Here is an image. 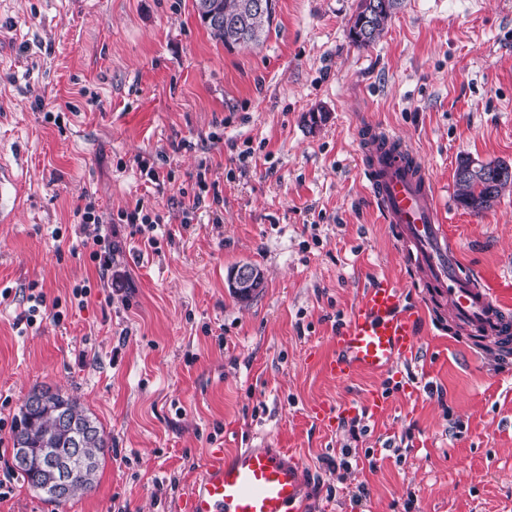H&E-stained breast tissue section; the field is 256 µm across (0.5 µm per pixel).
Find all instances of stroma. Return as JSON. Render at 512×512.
<instances>
[{"label": "stroma", "mask_w": 512, "mask_h": 512, "mask_svg": "<svg viewBox=\"0 0 512 512\" xmlns=\"http://www.w3.org/2000/svg\"><path fill=\"white\" fill-rule=\"evenodd\" d=\"M357 3L276 0L262 44L227 48L195 0H0V195L20 199L0 223V474L36 388L78 395L109 441L90 490L60 505L17 478L0 512H182L208 448L260 444L308 471L303 512H512V362L435 329L394 374L320 370L360 291L405 277L362 171L369 129L425 164L463 264L512 306V188L476 215L454 177L466 156L512 164V0H401L367 48ZM139 202L153 233L118 218ZM89 203L112 226L110 287L75 233ZM242 264L264 274L247 303L227 284ZM374 391L388 411L351 434L344 406Z\"/></svg>", "instance_id": "obj_1"}]
</instances>
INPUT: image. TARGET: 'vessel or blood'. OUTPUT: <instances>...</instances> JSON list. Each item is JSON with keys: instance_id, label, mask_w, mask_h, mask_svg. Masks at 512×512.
Wrapping results in <instances>:
<instances>
[{"instance_id": "b4317fda", "label": "vessel or blood", "mask_w": 512, "mask_h": 512, "mask_svg": "<svg viewBox=\"0 0 512 512\" xmlns=\"http://www.w3.org/2000/svg\"><path fill=\"white\" fill-rule=\"evenodd\" d=\"M362 153L369 191L400 242L407 282L378 280L363 288L322 372L347 381L415 359L423 344L422 313L439 304L450 307L455 323L497 337L498 357L512 359V309L497 304L464 269L423 164L375 129ZM209 458L188 489L184 512H303L306 473L283 449L244 448L228 458L213 448Z\"/></svg>"}]
</instances>
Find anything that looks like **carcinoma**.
Masks as SVG:
<instances>
[{
    "label": "carcinoma",
    "instance_id": "cac0c4a2",
    "mask_svg": "<svg viewBox=\"0 0 512 512\" xmlns=\"http://www.w3.org/2000/svg\"><path fill=\"white\" fill-rule=\"evenodd\" d=\"M210 10L223 17L235 19L234 25L226 27L213 20L206 22L210 34L226 47L257 46L269 31L275 17L276 0H264L265 7L241 14V6L248 0H209ZM359 0L357 12L349 28L352 42L359 48L371 46L385 30L388 21L398 8L400 0H375V5H364ZM472 159L460 160L455 172L456 201L474 214L490 209L502 192L512 188V166L504 162H488L484 171L471 172ZM44 405L33 407L23 403L16 417L13 447L54 448L56 450L73 447L71 430L62 429L57 414L64 412L78 423L91 421L92 429L84 438L82 448L96 457V465L83 476L75 472L72 477V491L57 503H65L92 488L101 465L100 455L108 447V438L100 424L92 420L80 399L60 389L53 391L42 388Z\"/></svg>",
    "mask_w": 512,
    "mask_h": 512
}]
</instances>
